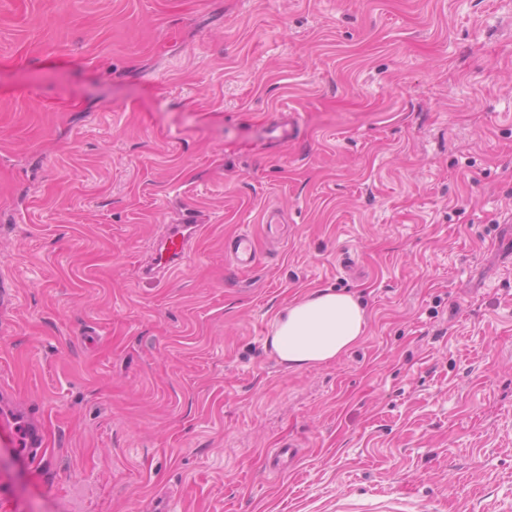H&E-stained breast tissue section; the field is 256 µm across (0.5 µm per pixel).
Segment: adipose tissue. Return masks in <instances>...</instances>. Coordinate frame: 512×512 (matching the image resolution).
I'll return each mask as SVG.
<instances>
[{
	"label": "adipose tissue",
	"mask_w": 512,
	"mask_h": 512,
	"mask_svg": "<svg viewBox=\"0 0 512 512\" xmlns=\"http://www.w3.org/2000/svg\"><path fill=\"white\" fill-rule=\"evenodd\" d=\"M365 326L366 311L356 296L322 288L289 304L266 343L285 366L316 368L347 353Z\"/></svg>",
	"instance_id": "obj_1"
}]
</instances>
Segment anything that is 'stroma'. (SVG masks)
<instances>
[{"mask_svg": "<svg viewBox=\"0 0 512 512\" xmlns=\"http://www.w3.org/2000/svg\"><path fill=\"white\" fill-rule=\"evenodd\" d=\"M1 288L0 512H512V0H0ZM319 288L365 334L288 368ZM198 226L192 216L180 224H168L159 241L154 262L147 267L145 274L155 277L182 264L187 255L188 242L196 235ZM224 251L231 262L240 270H250L254 267L256 249L253 239L246 233H240L224 244ZM366 322L356 296L321 288L288 305L274 321L266 344L288 368H316L355 346ZM16 423H19L21 428L18 430L17 425L13 426L14 446L20 448L21 452L26 455L37 454L43 445L39 424L28 416H22L14 422V424Z\"/></svg>", "mask_w": 512, "mask_h": 512, "instance_id": "obj_1", "label": "stroma"}]
</instances>
